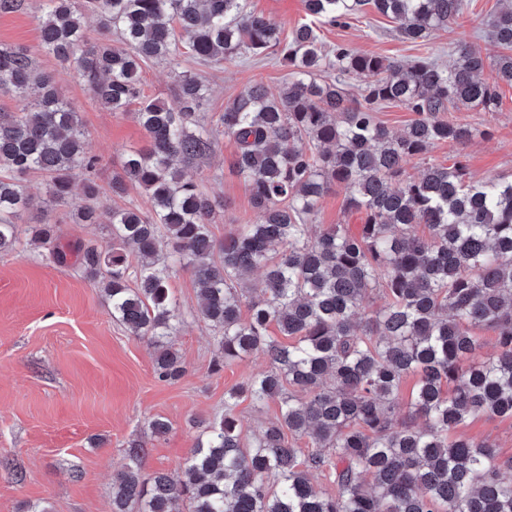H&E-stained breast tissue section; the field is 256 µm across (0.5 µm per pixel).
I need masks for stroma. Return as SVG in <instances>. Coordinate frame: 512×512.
<instances>
[{
  "label": "stroma",
  "instance_id": "1",
  "mask_svg": "<svg viewBox=\"0 0 512 512\" xmlns=\"http://www.w3.org/2000/svg\"><path fill=\"white\" fill-rule=\"evenodd\" d=\"M38 5L39 0H24L21 9L0 10V44L33 49L39 67L55 74L59 95L79 113L87 149L99 160L95 177L101 187L100 208L145 206L137 187L116 197L111 185L124 153L146 149L147 134L132 113L103 108L72 68L39 51ZM507 9H512V0H466L455 24L422 43L401 38L394 20L370 9L348 24L321 26L319 35L326 45L389 60L428 56L448 64L463 41L497 54L490 22ZM181 67L202 74L209 87L203 120L211 126L225 105L253 83L274 90L288 76L270 56L212 66L187 59ZM456 118L476 128L477 136L463 147L436 144L408 160L407 176H418L429 162L449 165L459 160L471 180H512V86H500L497 111L460 112ZM236 151L234 139L220 137L214 154L186 170L202 191L222 204L212 224L219 240L233 225L259 219L249 186L231 169ZM27 185L39 203L23 215L14 246L0 252V512H28L36 503L50 512H112V479L124 465L131 442L144 446L145 477L174 472L205 425L223 414L225 392L268 364L254 353L217 368L222 358L217 334L198 311L193 271L180 268L170 287L180 321L174 343L186 372L175 381L159 380L151 346L113 321L101 285L77 264L42 261L28 233L30 224L48 221L59 225L64 241L100 246L109 238L107 225L73 223L72 213L85 203L82 194L66 205L49 206L41 175H31ZM155 418L168 422L165 435H151L148 424ZM457 434L495 448L500 461H512L510 418L478 416Z\"/></svg>",
  "mask_w": 512,
  "mask_h": 512
}]
</instances>
